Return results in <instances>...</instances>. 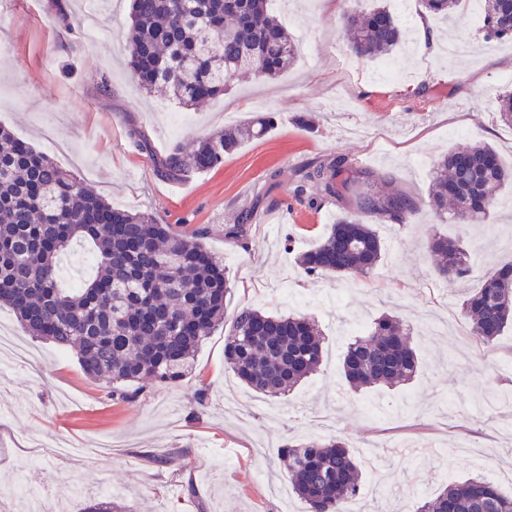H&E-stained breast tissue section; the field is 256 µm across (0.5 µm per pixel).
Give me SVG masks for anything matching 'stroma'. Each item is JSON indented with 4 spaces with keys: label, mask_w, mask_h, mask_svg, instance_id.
I'll return each mask as SVG.
<instances>
[{
    "label": "stroma",
    "mask_w": 512,
    "mask_h": 512,
    "mask_svg": "<svg viewBox=\"0 0 512 512\" xmlns=\"http://www.w3.org/2000/svg\"><path fill=\"white\" fill-rule=\"evenodd\" d=\"M373 2L342 0L335 11L328 0H272L298 41L294 65L273 78L239 75L177 129L169 97L142 89L126 66L129 0H0V127L113 206L202 231L233 284L226 315L248 306L308 316L325 350L317 374L267 397L227 369L218 328L183 380L132 382L134 398L115 401L73 352L30 336L2 306L0 326L32 362L0 356V512H27L11 493L19 481L47 488L43 512H82L103 486L132 512H306L277 457L301 439L350 445L363 512H413L476 474L512 494V326L486 348L462 309L483 272L512 262V191L483 225L452 223L427 206L430 164L455 143H489L512 164V128L495 116L498 93L512 90V41L486 42L483 16L471 11L451 25L431 18L438 40H422L423 8L411 0L396 51L407 78L385 81L379 62L354 57L339 29L342 15ZM260 112L275 116L265 137L214 169L166 174L170 153ZM336 156L379 189L410 196L419 212L405 224L364 216L384 248L371 274L309 277L298 254L355 201L323 198L303 187L302 172ZM241 222L245 237H226ZM436 233L459 239L473 277L451 286L435 276L426 245ZM385 311L409 324L422 368L403 385L352 390L346 347Z\"/></svg>",
    "instance_id": "1"
}]
</instances>
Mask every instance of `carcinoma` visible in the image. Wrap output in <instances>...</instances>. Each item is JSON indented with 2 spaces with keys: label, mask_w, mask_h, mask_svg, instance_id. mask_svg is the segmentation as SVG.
Wrapping results in <instances>:
<instances>
[{
  "label": "carcinoma",
  "mask_w": 512,
  "mask_h": 512,
  "mask_svg": "<svg viewBox=\"0 0 512 512\" xmlns=\"http://www.w3.org/2000/svg\"><path fill=\"white\" fill-rule=\"evenodd\" d=\"M270 0H131L128 66L140 86L161 87L185 108L224 95L241 72L269 77L288 70L298 45L269 8ZM426 12L454 19L467 0H421ZM506 0H483L484 39L512 38ZM342 36L356 57H387L403 41L385 5L346 15ZM497 116L512 127V92L499 97ZM272 116H256L203 140L164 162L173 177L224 161L243 142L266 135ZM338 157L304 170L303 180L325 197L355 192V209L302 252L307 276L368 275L379 265L383 244L361 214L398 224L419 208L405 194L357 190ZM512 166L487 143L456 145L433 162L428 207L456 224L483 220L507 187ZM78 241L95 253L96 274L67 288L58 257ZM428 249L436 276L452 285L471 275L460 243L432 236ZM232 289L224 263L201 236L179 234L149 213L112 206L84 187L53 159L0 129V303L12 309L26 331L76 352L81 370L114 386L148 380L175 382L185 375L202 339L224 324ZM471 335L490 347L512 324V262L481 276L462 302ZM324 347L315 321L304 315L272 316L258 308L233 315L224 336V362L255 392L285 394L322 365ZM344 377L355 390L409 381L419 370L410 333L384 313L367 334L350 342ZM297 496L310 512H343L361 489L356 459L341 439L311 440L279 449ZM85 512H127L109 498ZM415 512H512V494L482 477L454 481Z\"/></svg>",
  "instance_id": "carcinoma-1"
}]
</instances>
